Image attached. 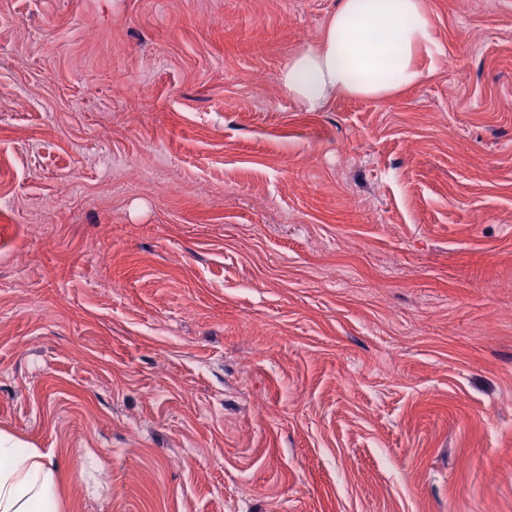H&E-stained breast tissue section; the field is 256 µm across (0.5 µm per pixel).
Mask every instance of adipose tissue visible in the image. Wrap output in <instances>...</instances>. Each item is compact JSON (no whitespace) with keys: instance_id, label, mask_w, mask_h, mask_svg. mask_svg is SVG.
I'll return each instance as SVG.
<instances>
[{"instance_id":"1","label":"adipose tissue","mask_w":512,"mask_h":512,"mask_svg":"<svg viewBox=\"0 0 512 512\" xmlns=\"http://www.w3.org/2000/svg\"><path fill=\"white\" fill-rule=\"evenodd\" d=\"M425 0H340L319 40L284 63L278 82L306 111L339 94L381 100L430 76L441 55ZM0 512H60L58 472L40 449L0 429Z\"/></svg>"}]
</instances>
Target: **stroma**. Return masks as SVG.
I'll return each mask as SVG.
<instances>
[{
  "label": "stroma",
  "mask_w": 512,
  "mask_h": 512,
  "mask_svg": "<svg viewBox=\"0 0 512 512\" xmlns=\"http://www.w3.org/2000/svg\"><path fill=\"white\" fill-rule=\"evenodd\" d=\"M426 3L431 78L307 112L339 0H0V427L61 512H512V0Z\"/></svg>",
  "instance_id": "1"
}]
</instances>
